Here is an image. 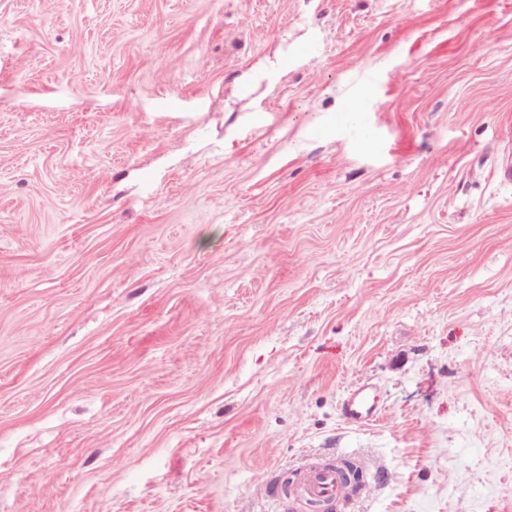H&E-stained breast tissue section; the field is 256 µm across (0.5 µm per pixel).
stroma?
I'll return each mask as SVG.
<instances>
[{
    "instance_id": "stroma-1",
    "label": "stroma",
    "mask_w": 512,
    "mask_h": 512,
    "mask_svg": "<svg viewBox=\"0 0 512 512\" xmlns=\"http://www.w3.org/2000/svg\"><path fill=\"white\" fill-rule=\"evenodd\" d=\"M511 149L512 0H0V512H512ZM343 416L351 422H366L377 417L375 399L361 386L353 390L342 406ZM325 464L314 455L303 458L297 468V472H300L295 487L298 497L323 499L336 505V500L344 495V488L336 471Z\"/></svg>"
}]
</instances>
